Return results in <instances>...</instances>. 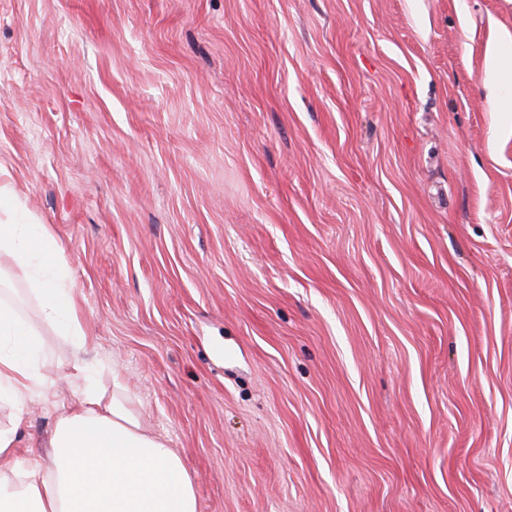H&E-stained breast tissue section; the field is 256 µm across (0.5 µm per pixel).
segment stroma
I'll return each instance as SVG.
<instances>
[{"mask_svg": "<svg viewBox=\"0 0 512 512\" xmlns=\"http://www.w3.org/2000/svg\"><path fill=\"white\" fill-rule=\"evenodd\" d=\"M495 40L512 0H0V171L198 512H512Z\"/></svg>", "mask_w": 512, "mask_h": 512, "instance_id": "35a3bbf8", "label": "stroma"}]
</instances>
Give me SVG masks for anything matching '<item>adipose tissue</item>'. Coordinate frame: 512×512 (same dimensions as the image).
<instances>
[{
    "label": "adipose tissue",
    "instance_id": "1",
    "mask_svg": "<svg viewBox=\"0 0 512 512\" xmlns=\"http://www.w3.org/2000/svg\"><path fill=\"white\" fill-rule=\"evenodd\" d=\"M14 199L0 177V255L25 269L42 322L81 352L86 334L74 285L59 261L61 247L48 225L17 222ZM42 353L39 332L0 290V404L13 409L8 426L0 427V512H198L179 453L145 424L117 371L106 391L91 365L74 361L78 382L56 418L53 457L20 460L24 403L49 385Z\"/></svg>",
    "mask_w": 512,
    "mask_h": 512
}]
</instances>
